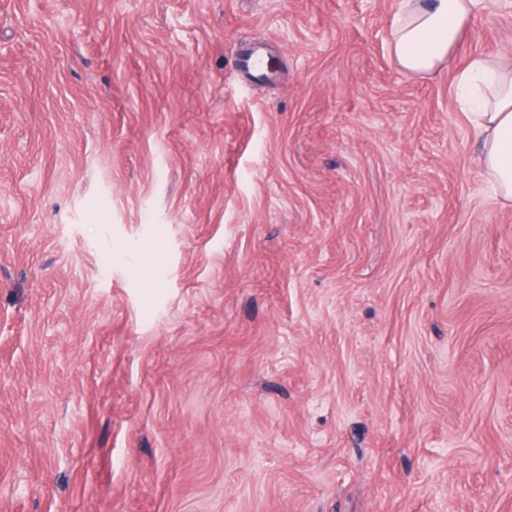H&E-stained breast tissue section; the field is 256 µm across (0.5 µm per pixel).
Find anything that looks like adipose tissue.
I'll use <instances>...</instances> for the list:
<instances>
[{
    "mask_svg": "<svg viewBox=\"0 0 512 512\" xmlns=\"http://www.w3.org/2000/svg\"><path fill=\"white\" fill-rule=\"evenodd\" d=\"M476 0H400L390 32V51L408 74H434L452 56ZM489 81L473 124L481 142L478 163L495 197L512 201V61L474 57L460 82Z\"/></svg>",
    "mask_w": 512,
    "mask_h": 512,
    "instance_id": "obj_1",
    "label": "adipose tissue"
}]
</instances>
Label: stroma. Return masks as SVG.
Masks as SVG:
<instances>
[{"instance_id":"35a3bbf8","label":"stroma","mask_w":512,"mask_h":512,"mask_svg":"<svg viewBox=\"0 0 512 512\" xmlns=\"http://www.w3.org/2000/svg\"><path fill=\"white\" fill-rule=\"evenodd\" d=\"M397 6L0 0V512H512V0ZM476 0H400L390 32L397 66L417 77L439 70L468 26ZM479 78H487L490 84L479 112H472L481 142L478 163L494 196L512 201V62L474 57L460 82L468 86Z\"/></svg>"}]
</instances>
